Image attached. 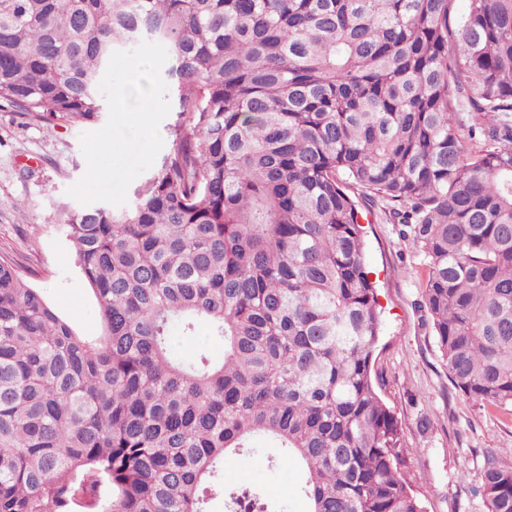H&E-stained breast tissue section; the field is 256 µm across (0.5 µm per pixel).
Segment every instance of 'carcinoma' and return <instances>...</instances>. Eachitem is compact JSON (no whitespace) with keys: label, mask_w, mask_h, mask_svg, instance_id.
Returning a JSON list of instances; mask_svg holds the SVG:
<instances>
[{"label":"carcinoma","mask_w":512,"mask_h":512,"mask_svg":"<svg viewBox=\"0 0 512 512\" xmlns=\"http://www.w3.org/2000/svg\"><path fill=\"white\" fill-rule=\"evenodd\" d=\"M143 42L169 55L171 149L124 208L54 222L101 335L0 254V512H275L224 485L258 438L309 512H425L373 377L355 191L430 259L451 384L512 406V0H0V108L95 122ZM175 325L223 355L184 357ZM479 493L512 512V463L487 453Z\"/></svg>","instance_id":"1"}]
</instances>
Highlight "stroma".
<instances>
[{"label": "stroma", "instance_id": "obj_1", "mask_svg": "<svg viewBox=\"0 0 512 512\" xmlns=\"http://www.w3.org/2000/svg\"><path fill=\"white\" fill-rule=\"evenodd\" d=\"M166 52L149 43L119 59L102 78L108 110L83 126L47 123L0 109V253H10L20 275L80 333L97 336V301L53 225L58 210L102 197L127 204L172 144L178 103L167 91ZM149 97L148 120L117 113L121 101ZM139 162L125 166L128 149ZM378 201L363 211L365 258L378 285L383 327L374 352L382 394L414 453L405 472L422 494L426 512H483L476 489L485 452L512 462V407H482L457 391L438 350L422 290L428 260L403 227L388 223ZM229 486L258 487L282 512H308L299 468H269L264 455L228 457Z\"/></svg>", "mask_w": 512, "mask_h": 512}]
</instances>
